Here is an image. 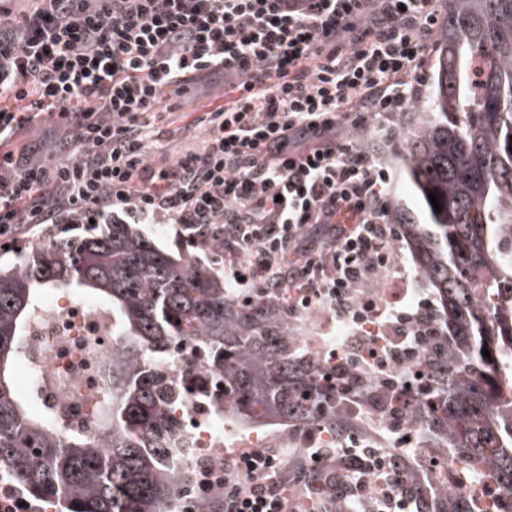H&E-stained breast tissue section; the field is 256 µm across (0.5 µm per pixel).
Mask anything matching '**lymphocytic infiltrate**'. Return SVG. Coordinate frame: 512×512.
Here are the masks:
<instances>
[{"instance_id": "f902f5d3", "label": "lymphocytic infiltrate", "mask_w": 512, "mask_h": 512, "mask_svg": "<svg viewBox=\"0 0 512 512\" xmlns=\"http://www.w3.org/2000/svg\"><path fill=\"white\" fill-rule=\"evenodd\" d=\"M0 0V243L45 224L182 225L224 243V286L288 298V317L324 309L345 415L289 420L309 448L228 456L217 512H293V484L319 479L322 512H434L445 496L390 403L416 407L441 384L424 357L432 304L369 293L394 263L393 174L363 147L394 137L419 101L436 0ZM221 79L222 104L171 129L175 158L152 155L165 101ZM51 121L42 150L19 135ZM301 262L289 261L290 253ZM392 491L370 494L373 476Z\"/></svg>"}]
</instances>
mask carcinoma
Returning <instances> with one entry per match:
<instances>
[{"instance_id":"carcinoma-1","label":"carcinoma","mask_w":512,"mask_h":512,"mask_svg":"<svg viewBox=\"0 0 512 512\" xmlns=\"http://www.w3.org/2000/svg\"><path fill=\"white\" fill-rule=\"evenodd\" d=\"M444 2L432 91L403 157L418 209L391 202L448 338L443 389L415 415L443 433L451 462L479 470L496 512H512V0ZM51 288H83L112 312L93 433L34 409L9 383ZM180 341L197 362L177 364ZM297 349L287 309L230 295L207 264L133 224L52 233L0 264V473L61 512H170L188 481L172 462L187 443L185 379L221 375L224 397L202 387L199 401L286 422L319 398L316 368L300 366Z\"/></svg>"}]
</instances>
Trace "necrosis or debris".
<instances>
[{
	"mask_svg": "<svg viewBox=\"0 0 512 512\" xmlns=\"http://www.w3.org/2000/svg\"><path fill=\"white\" fill-rule=\"evenodd\" d=\"M112 356V325L93 302L72 297L47 299L41 317L25 339L20 362L26 387L36 405L50 406L66 423H96L103 404L106 363ZM189 438L184 461L195 459L204 448H221L235 442L243 448L226 414L211 409H191L183 417Z\"/></svg>",
	"mask_w": 512,
	"mask_h": 512,
	"instance_id": "necrosis-or-debris-1",
	"label": "necrosis or debris"
}]
</instances>
